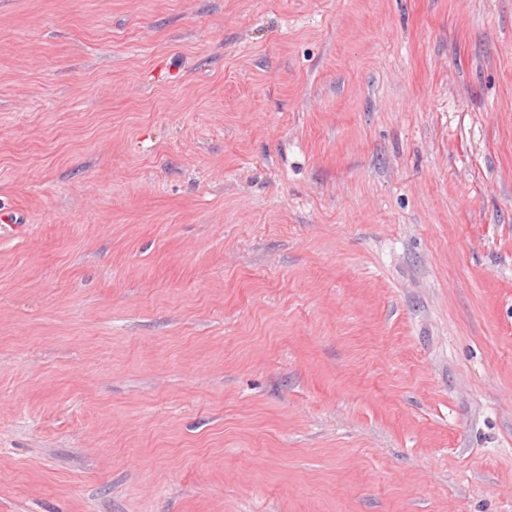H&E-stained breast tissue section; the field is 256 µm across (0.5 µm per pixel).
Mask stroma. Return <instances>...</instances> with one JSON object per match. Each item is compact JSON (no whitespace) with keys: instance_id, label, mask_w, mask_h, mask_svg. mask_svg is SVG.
<instances>
[{"instance_id":"obj_1","label":"stroma","mask_w":512,"mask_h":512,"mask_svg":"<svg viewBox=\"0 0 512 512\" xmlns=\"http://www.w3.org/2000/svg\"><path fill=\"white\" fill-rule=\"evenodd\" d=\"M0 512H512V0H0Z\"/></svg>"}]
</instances>
